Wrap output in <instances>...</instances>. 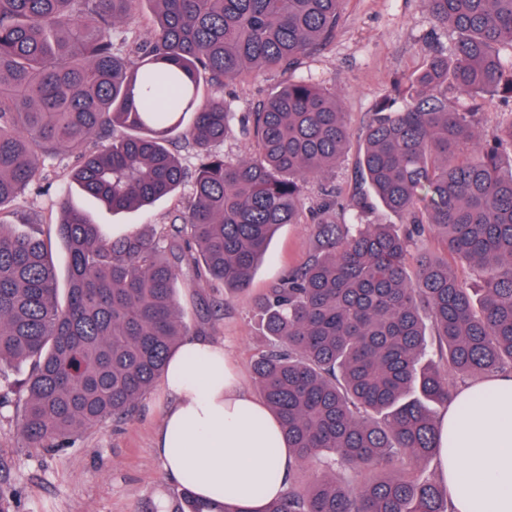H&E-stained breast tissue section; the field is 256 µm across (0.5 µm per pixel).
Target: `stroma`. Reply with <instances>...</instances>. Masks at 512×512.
Instances as JSON below:
<instances>
[{"instance_id": "35a3bbf8", "label": "stroma", "mask_w": 512, "mask_h": 512, "mask_svg": "<svg viewBox=\"0 0 512 512\" xmlns=\"http://www.w3.org/2000/svg\"><path fill=\"white\" fill-rule=\"evenodd\" d=\"M453 37L440 29L422 0H346L335 39L306 57L296 75L336 91L342 112L354 134L345 158L335 171L312 178L306 200L324 192L348 202L355 188L360 134L369 112L389 93L393 79L418 68L435 46H448ZM280 73L263 71L253 80L225 85L219 91L202 86V95L218 93L236 117L251 112L281 81ZM74 155L62 156L9 208L0 222L17 224L19 215L37 220L42 238L50 241L59 288H67V251L57 233L60 196L103 227L125 224L154 228L175 221L184 212L190 184L141 209L114 211L84 192L68 177ZM312 243L310 224L278 228L265 259L256 268L249 291L234 293L202 285L181 289L187 313L218 302L221 309L203 336L221 342L237 366L248 392L257 387L251 374L254 356L269 340L253 313V299L306 258ZM169 403L161 384H153L138 413L121 422L85 431L65 448L45 451L25 447L13 409L0 410V489L10 492L15 512H143L145 506L173 503L179 487L164 472L154 446L163 412Z\"/></svg>"}]
</instances>
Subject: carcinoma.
Masks as SVG:
<instances>
[{
  "label": "carcinoma",
  "instance_id": "obj_1",
  "mask_svg": "<svg viewBox=\"0 0 512 512\" xmlns=\"http://www.w3.org/2000/svg\"><path fill=\"white\" fill-rule=\"evenodd\" d=\"M142 2L0 0V211L65 153L71 181L114 209L186 181L192 194L182 223L116 239L60 197L63 300L48 242L0 223V409L16 408L28 448L133 416L192 334L179 277L248 290L276 229L302 223L306 177L336 168L351 138L336 92L287 78L247 116L256 157L230 162L215 147L232 113L200 93L295 71L336 37L346 0H150L151 40L129 68L118 45L133 29L116 26ZM423 5L456 41L393 82L368 115L348 206L323 199L307 260L255 300L274 340L255 383L294 466L321 465L306 486L289 471L265 512H452L443 482L418 476L449 376L512 371V118L482 127L486 100L512 98V0ZM175 137L196 153L190 172ZM371 199L405 230L346 218ZM427 232L443 253L414 252ZM18 364L29 374L13 383ZM172 512L242 510L184 488Z\"/></svg>",
  "mask_w": 512,
  "mask_h": 512
}]
</instances>
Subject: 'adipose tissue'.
I'll list each match as a JSON object with an SVG mask.
<instances>
[{
    "label": "adipose tissue",
    "instance_id": "adipose-tissue-1",
    "mask_svg": "<svg viewBox=\"0 0 512 512\" xmlns=\"http://www.w3.org/2000/svg\"><path fill=\"white\" fill-rule=\"evenodd\" d=\"M156 449L204 500L262 512L295 461L277 418L242 386L223 345L186 337L171 357ZM439 474L455 512H512V374L458 388L440 417Z\"/></svg>",
    "mask_w": 512,
    "mask_h": 512
}]
</instances>
